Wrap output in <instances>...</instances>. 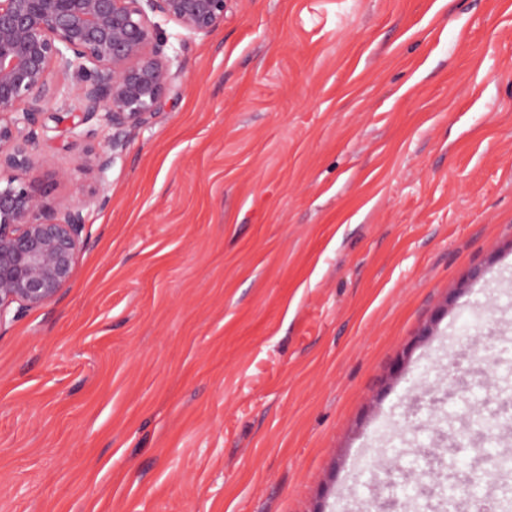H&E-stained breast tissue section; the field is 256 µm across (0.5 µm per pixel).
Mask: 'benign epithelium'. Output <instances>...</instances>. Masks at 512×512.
Masks as SVG:
<instances>
[{
	"instance_id": "obj_1",
	"label": "benign epithelium",
	"mask_w": 512,
	"mask_h": 512,
	"mask_svg": "<svg viewBox=\"0 0 512 512\" xmlns=\"http://www.w3.org/2000/svg\"><path fill=\"white\" fill-rule=\"evenodd\" d=\"M227 0H0V326L52 301L71 278L88 213L108 202V172L174 89L182 70L161 17L187 38L224 24ZM54 111L71 146L97 119L110 134L93 160L98 187L75 202L51 200L54 181L36 125Z\"/></svg>"
}]
</instances>
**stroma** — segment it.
<instances>
[{
    "label": "stroma",
    "instance_id": "obj_1",
    "mask_svg": "<svg viewBox=\"0 0 512 512\" xmlns=\"http://www.w3.org/2000/svg\"><path fill=\"white\" fill-rule=\"evenodd\" d=\"M165 30L181 74L70 282L0 326V512H380L425 448L499 484L507 436L430 422L512 423V0H228L206 39ZM37 132L72 172L52 199L87 193L64 126Z\"/></svg>",
    "mask_w": 512,
    "mask_h": 512
}]
</instances>
